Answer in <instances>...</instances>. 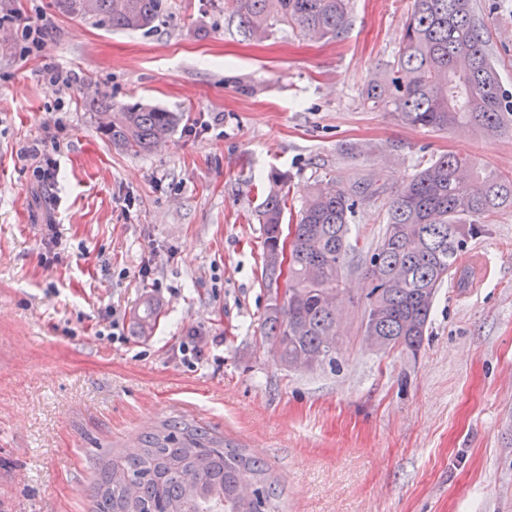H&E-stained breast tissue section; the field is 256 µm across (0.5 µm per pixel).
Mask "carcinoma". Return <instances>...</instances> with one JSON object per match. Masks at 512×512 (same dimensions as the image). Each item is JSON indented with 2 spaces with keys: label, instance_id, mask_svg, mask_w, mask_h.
Wrapping results in <instances>:
<instances>
[{
  "label": "carcinoma",
  "instance_id": "1",
  "mask_svg": "<svg viewBox=\"0 0 512 512\" xmlns=\"http://www.w3.org/2000/svg\"><path fill=\"white\" fill-rule=\"evenodd\" d=\"M165 0H58L67 13L114 29L148 30ZM238 27L262 37L275 23L318 38H340L350 23L349 0H238ZM485 25L473 0H413L394 61L362 90L366 103L397 112L410 126L447 130L471 125L486 136L512 130ZM179 122L175 112L141 103L124 105L105 134L132 154L152 150ZM285 173L256 208L261 224L264 282L270 304L264 334L288 368L334 362L340 335V283L353 261L349 226L359 202L379 193L368 182L313 183L294 219H286ZM504 206H512V176L467 157L443 154L418 171L390 201L380 240L367 252L371 288L361 314L363 341L378 351L417 355L438 288L447 279L473 285L464 265L468 242ZM293 231L287 295L272 292L281 275L284 229ZM92 512H282L269 466L184 418L112 455L90 485Z\"/></svg>",
  "mask_w": 512,
  "mask_h": 512
}]
</instances>
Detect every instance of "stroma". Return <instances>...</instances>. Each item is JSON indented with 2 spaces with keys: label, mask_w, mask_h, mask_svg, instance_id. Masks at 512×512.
I'll use <instances>...</instances> for the list:
<instances>
[{
  "label": "stroma",
  "mask_w": 512,
  "mask_h": 512,
  "mask_svg": "<svg viewBox=\"0 0 512 512\" xmlns=\"http://www.w3.org/2000/svg\"><path fill=\"white\" fill-rule=\"evenodd\" d=\"M412 2L352 0L348 31L327 40L279 23L245 38L236 0H167L136 32L56 0H0V512H90L112 453L172 416L264 458L283 512H512V207L468 244L489 275L439 288L418 355L363 342L357 261L335 366L285 369L261 333L254 209L272 170L290 175L294 213L316 179L384 186L350 224L361 248L431 159L512 173V132L415 128L364 104ZM475 10L512 93V0ZM48 63L69 85L52 86ZM101 101L183 120L135 156L102 134ZM36 143L52 149L54 185L26 154ZM148 303L143 337L134 314ZM195 334L190 367L177 348Z\"/></svg>",
  "instance_id": "stroma-1"
}]
</instances>
